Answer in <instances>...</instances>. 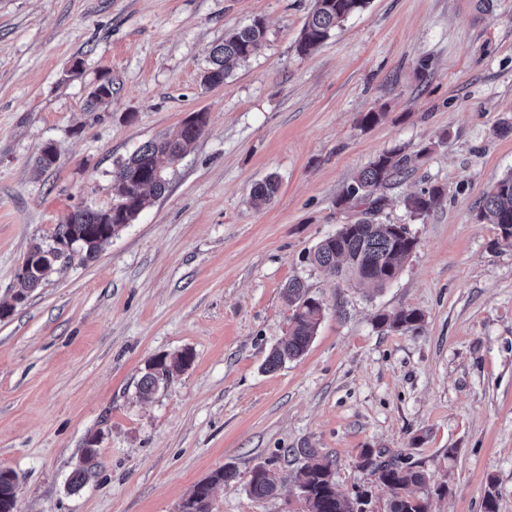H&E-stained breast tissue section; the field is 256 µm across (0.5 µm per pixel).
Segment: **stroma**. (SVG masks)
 Masks as SVG:
<instances>
[{"label":"stroma","mask_w":512,"mask_h":512,"mask_svg":"<svg viewBox=\"0 0 512 512\" xmlns=\"http://www.w3.org/2000/svg\"><path fill=\"white\" fill-rule=\"evenodd\" d=\"M314 0H0V468L15 512H178L219 469L210 512H291L301 460L336 461V488L389 492L363 449L419 462L430 512H483L495 489L512 512V242L479 206L512 172V0H369L319 48L297 50ZM262 18L264 41L219 86L210 48ZM112 80V103L89 92ZM208 124L170 169L166 192L93 259L53 273L14 304L30 245L73 211L108 208L112 168L141 144ZM368 112L381 120L362 126ZM55 145L52 167H37ZM422 157L382 188L381 221L418 245L383 288H354L308 254L363 208L345 191L369 160ZM277 175L276 198L249 203ZM441 186L411 220L407 196ZM300 278L325 306L304 356L274 372L288 333L284 286ZM415 309V330L378 326ZM191 352L151 399L138 381L161 355ZM98 455L71 477L88 438ZM455 458H448V449ZM264 466L276 497L251 498Z\"/></svg>","instance_id":"stroma-1"}]
</instances>
